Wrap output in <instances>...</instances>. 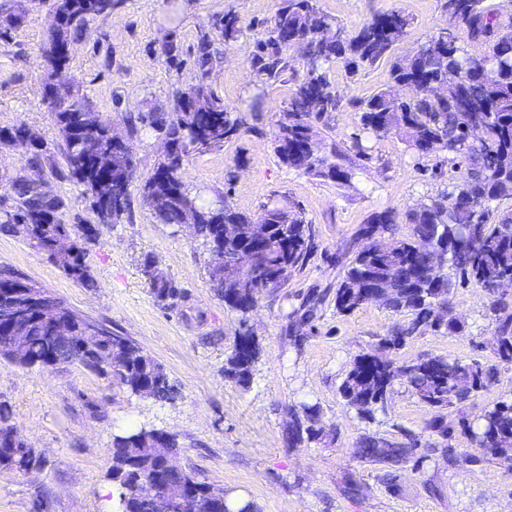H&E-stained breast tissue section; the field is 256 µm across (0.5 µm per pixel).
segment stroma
I'll list each match as a JSON object with an SVG mask.
<instances>
[{
  "mask_svg": "<svg viewBox=\"0 0 512 512\" xmlns=\"http://www.w3.org/2000/svg\"><path fill=\"white\" fill-rule=\"evenodd\" d=\"M277 0H193L178 19L167 22V0H122L112 14L88 21L72 44L71 95L88 99L102 118L121 121L127 113L170 111L176 89L195 81L193 51L218 16L232 10L244 22L269 19ZM320 10L357 30L379 12L399 10L412 24L398 45L406 54L426 41L444 17L440 0H318ZM52 0H0V128L19 123L47 147L42 176L63 204L69 224H90L96 239L86 261L93 286L64 275L47 254L22 235L0 227V265L21 271L64 304L110 330L131 337L161 363L180 392L173 403L128 396L83 367L60 365L49 371L22 368L0 359V401L42 454L39 469L20 474L0 471V512H116L119 491L107 478L114 434L133 425L177 435L183 467L224 489L254 500L262 512H512V461L474 465L448 462L430 452L421 469L398 471V491L387 487L382 470L359 460L354 449L362 435L396 440L401 431L423 432L432 412L405 387H397L387 412L361 419L339 393L353 356L366 350L405 316L372 303L348 316L338 315L328 296L340 281L341 247L352 243L360 224L387 208L405 209L449 189L445 174L414 166L403 144L377 139L362 130L351 107L385 87L390 67L382 62L348 75L335 65L331 78L344 99L322 135L325 144H350L361 137L369 157L360 161L352 187L316 179L282 165L272 135L289 96V84L267 88L260 111L247 113V132L223 147L194 155L185 181L205 196L224 194L233 207L252 213L271 199L299 205L314 228V252L279 293L268 294L248 321L225 307L206 273L208 255L199 241L156 223L140 196L159 156L157 132L140 131L131 144L138 169L131 187V210L119 224L98 223L83 189L62 178L65 143L42 104L46 41ZM14 25H6L8 15ZM256 31L226 51L212 75L227 105L250 101L255 90L247 67ZM174 38L185 60L166 65L161 45ZM158 260L179 294L157 303L143 271L145 258ZM321 297L316 314L302 322V305ZM463 333L429 332L397 351L398 359L430 354L478 358L498 367L500 384L468 405L474 416L488 403L512 396V366L496 364L487 342L492 325L489 299L465 284L456 290ZM249 324L263 351L248 386L224 377V359L242 324ZM304 335L294 344L290 329ZM318 405L332 436L303 448L286 441L288 407ZM362 495L344 491L345 477Z\"/></svg>",
  "mask_w": 512,
  "mask_h": 512,
  "instance_id": "obj_1",
  "label": "stroma"
}]
</instances>
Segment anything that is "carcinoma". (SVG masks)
Returning <instances> with one entry per match:
<instances>
[{
	"instance_id": "carcinoma-1",
	"label": "carcinoma",
	"mask_w": 512,
	"mask_h": 512,
	"mask_svg": "<svg viewBox=\"0 0 512 512\" xmlns=\"http://www.w3.org/2000/svg\"><path fill=\"white\" fill-rule=\"evenodd\" d=\"M117 0H54L53 8L64 15L62 26L51 31L45 42L46 80H64L70 56L65 48L83 35L89 19L112 13ZM444 26L437 29L412 53L393 55L411 24L409 16L391 11L372 16L362 26L349 31L335 18L323 13L317 0H278L275 13L261 23L249 60V83L265 89L288 82V104L281 110L273 132V149L288 168L304 175L351 186L354 167L342 150H314L322 143L320 124L341 106L342 97L330 80V67L342 64L349 75L387 59L390 82L368 97L351 100L361 113L363 129L378 138L394 137L420 165L435 151L448 153L456 173L452 190L429 196L402 211L388 208L371 215L356 231L354 240L362 246L353 251L347 271L337 284L333 305L338 315H350L371 303L373 291L382 286L394 289L385 306L409 315L408 322L394 326L377 339L385 350H399L413 338L428 331L461 333L464 323L456 316L454 290L457 284L471 283L490 299L492 333L489 348L501 364L512 365V298L492 291L495 282L512 277V212L494 213V204L512 196V11L495 8L487 0H442ZM215 28L219 37L203 33L195 46V82L177 91L179 110L139 112L126 118L130 130L141 125L157 131L180 150V156L158 160L152 175L142 186V200L156 220L179 232L180 225L193 221V232L206 248L207 274L211 288L224 305L241 315V323L267 293L276 294L307 262L314 248V230L303 213L286 200L269 201L254 213L235 209L223 195L206 199L189 188L182 171L194 152L220 148L248 129L244 112L229 107L212 85L211 74L223 51L231 49L254 28L234 11L224 12ZM326 29L344 32L341 39L323 40ZM464 30L471 40L485 47L480 57L457 45L456 31ZM452 40L443 43L442 33ZM311 42L315 53L304 58L302 69L293 63V44ZM164 56L171 68L183 64L173 40L165 41ZM65 143L67 176L84 188L86 199L100 224H119L124 218L137 171V159L123 149L112 147V122L101 118L87 99L72 98L58 108L47 104ZM483 126L482 138L469 139L472 124ZM23 123L0 128V141L26 146L28 164L42 167L47 148L39 141L26 143ZM15 199L11 210L0 209V225L13 229L32 247L48 256L68 276L83 284H93L86 263V244L92 229L67 224L61 217V203L45 197L22 176L10 179ZM263 222L268 233L256 239L251 225ZM236 227L235 236H224V225ZM397 224L409 226L403 237L393 236ZM390 234L389 247L378 251L368 237ZM61 239L71 242L69 253L55 251ZM448 251L453 276L440 283L432 281L421 245ZM249 249L254 261L249 267L228 264V256ZM0 281V296H18L33 286L17 269ZM144 274L154 298L165 302L177 296L178 288L155 260L144 262ZM49 324L34 319L20 327L0 323V358L22 367L51 370L69 363L71 343L53 336ZM26 342V357L16 359L10 347L14 336ZM262 347L258 336L242 329L235 337L224 361V377L242 386L253 376ZM98 363L89 371L112 386L144 400L173 402L178 389L170 383L163 366L134 340L118 332L96 341ZM498 370L478 359H450L419 356L397 361L392 357L367 359L366 352L353 357L339 391L346 404L362 418L375 420L386 414L387 398L399 383L426 404L433 415L424 433L431 442L405 434V440L389 442L366 434L357 442L356 456L363 462L392 470L406 463L420 469L428 451L444 447L448 460L463 455L462 442L480 449L468 454L475 464L494 459L512 460V400L486 406L475 421L463 417L455 423L447 409H463L465 403L498 385ZM327 437L320 409L301 403L288 408V447ZM28 439L13 421L10 407L0 402V470L27 473L41 467L43 458L27 447ZM177 435L141 426L112 438L109 476L119 487V512H154L152 478L161 476L171 496V512H185L182 492L193 487L198 512H259L251 500L234 499L224 490L200 479L190 469L163 470V458L179 451Z\"/></svg>"
}]
</instances>
